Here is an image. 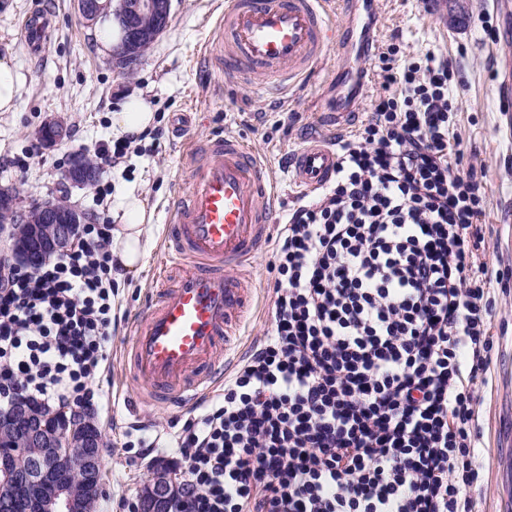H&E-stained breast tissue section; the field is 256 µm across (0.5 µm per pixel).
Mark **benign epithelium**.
<instances>
[{"label": "benign epithelium", "mask_w": 512, "mask_h": 512, "mask_svg": "<svg viewBox=\"0 0 512 512\" xmlns=\"http://www.w3.org/2000/svg\"><path fill=\"white\" fill-rule=\"evenodd\" d=\"M80 17L88 25L112 9V0H77ZM127 22L124 44L117 50L116 65L124 73L135 70L143 48L169 22L171 0H125ZM67 128L50 119L36 132L44 149H53L66 139ZM67 180L73 186H87L98 177L97 164L86 153L69 155ZM40 223L26 225L25 236L17 239L16 225L27 211L15 195L0 191V229L9 231L12 251L31 269L48 256L68 250L73 242L74 224L88 222V214L68 200L56 199L32 204ZM20 437L23 451L0 454V512H13L23 502L31 512H85L86 501L103 492L104 474L100 452L102 432L95 417L65 402L33 410L19 396L8 409H0V433ZM139 494L135 512H172L181 505L185 487L179 470L165 464L153 468Z\"/></svg>", "instance_id": "1"}]
</instances>
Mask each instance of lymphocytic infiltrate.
Segmentation results:
<instances>
[{
    "mask_svg": "<svg viewBox=\"0 0 512 512\" xmlns=\"http://www.w3.org/2000/svg\"><path fill=\"white\" fill-rule=\"evenodd\" d=\"M364 51L384 93L277 234L264 336L169 435L182 512H472L500 279L478 254L482 186L450 145L447 59ZM111 246L92 219L38 269L0 253V404L104 399Z\"/></svg>",
    "mask_w": 512,
    "mask_h": 512,
    "instance_id": "lymphocytic-infiltrate-1",
    "label": "lymphocytic infiltrate"
}]
</instances>
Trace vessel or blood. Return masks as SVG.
<instances>
[{"instance_id":"vessel-or-blood-1","label":"vessel or blood","mask_w":512,"mask_h":512,"mask_svg":"<svg viewBox=\"0 0 512 512\" xmlns=\"http://www.w3.org/2000/svg\"><path fill=\"white\" fill-rule=\"evenodd\" d=\"M54 13L41 8L23 24L24 42L44 57ZM216 37L204 45L211 69L232 80L262 77L287 91L316 73L334 43L336 0H224ZM336 148L315 137L288 164L301 193H317L333 177ZM190 187L169 209L160 251L175 284L158 276L159 300L133 323L123 350L139 388L135 405L188 407L221 381L225 336L252 298L244 274L266 246L275 222L278 184L264 160L242 141L217 137L188 146Z\"/></svg>"}]
</instances>
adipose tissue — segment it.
Here are the masks:
<instances>
[{
    "mask_svg": "<svg viewBox=\"0 0 512 512\" xmlns=\"http://www.w3.org/2000/svg\"><path fill=\"white\" fill-rule=\"evenodd\" d=\"M155 112L143 94L128 95L118 112L112 115V134L115 138L137 135L152 127ZM112 227V256L118 271L116 280L137 276L149 248L153 231V210L142 196L128 191L121 196L114 212Z\"/></svg>",
    "mask_w": 512,
    "mask_h": 512,
    "instance_id": "adipose-tissue-1",
    "label": "adipose tissue"
}]
</instances>
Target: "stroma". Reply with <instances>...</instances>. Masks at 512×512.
<instances>
[{"label": "stroma", "instance_id": "obj_1", "mask_svg": "<svg viewBox=\"0 0 512 512\" xmlns=\"http://www.w3.org/2000/svg\"><path fill=\"white\" fill-rule=\"evenodd\" d=\"M43 0H0V56L10 58L22 77L12 112H0V185L18 193L21 204L35 198L70 196L87 211L111 217L118 195L135 188L154 210V246L136 279L118 291L121 322L112 340L100 382L107 395L96 407L104 435V487L95 512H119L120 502H134L156 462L170 459L169 449H155L146 459L131 460L123 449L126 433L142 422L167 426L182 409L156 406L129 411L137 390L125 375L120 347L131 337V324L154 297L155 273L162 263L159 241L168 229L167 207L188 183L181 169L185 137L206 141L231 135L262 156L280 186L278 220H285L300 200L288 179L287 154L309 133H322L316 115L336 109V72L347 63L329 54L315 78L290 98L272 93L267 80L234 82L207 72L201 49L211 38L224 0H172L167 28L140 58L133 74L115 69L98 51L96 29L84 24L75 0H51L57 27L42 61L31 60L22 39L24 17ZM446 0H374V42L395 40L404 58L433 51L448 59L453 90L454 129L450 139L461 155L460 171H474L483 186L485 212L479 229L485 249L480 258L504 275L493 285L491 334L494 349L485 384L478 387V442L482 480L474 492V512H505L512 504V112L499 98L512 78V0H472L466 21L446 27ZM139 91L150 100L162 139L132 145L120 163L101 166L95 186L68 188L64 180L71 152L94 153L99 141L112 137L111 114L126 94ZM192 115L186 132H178L180 113ZM49 118L62 121L68 138L57 148H39L35 134ZM111 187L105 201L97 190ZM270 251L251 263L256 291L239 332L230 337L231 355L242 358L267 329L271 280Z\"/></svg>", "mask_w": 512, "mask_h": 512}]
</instances>
